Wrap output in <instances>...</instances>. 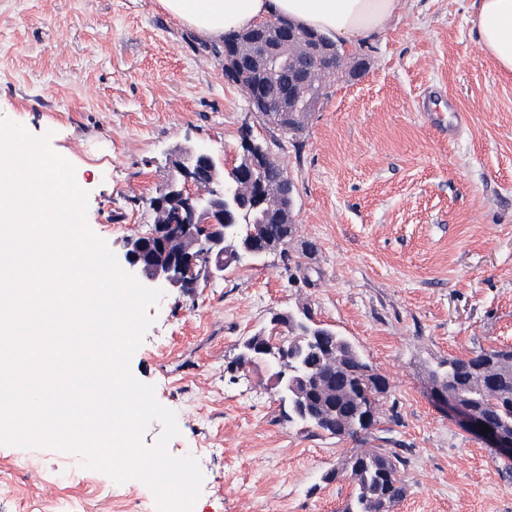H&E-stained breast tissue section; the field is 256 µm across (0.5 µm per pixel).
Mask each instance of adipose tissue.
<instances>
[{"mask_svg":"<svg viewBox=\"0 0 512 512\" xmlns=\"http://www.w3.org/2000/svg\"><path fill=\"white\" fill-rule=\"evenodd\" d=\"M177 23L210 41L271 16L352 44L384 34L397 17L399 0H159ZM470 23L486 58L512 75V0H473Z\"/></svg>","mask_w":512,"mask_h":512,"instance_id":"ef3b65f1","label":"adipose tissue"}]
</instances>
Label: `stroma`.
Wrapping results in <instances>:
<instances>
[{"instance_id":"obj_1","label":"stroma","mask_w":512,"mask_h":512,"mask_svg":"<svg viewBox=\"0 0 512 512\" xmlns=\"http://www.w3.org/2000/svg\"><path fill=\"white\" fill-rule=\"evenodd\" d=\"M470 4L400 0L391 30L344 47L363 71L330 83L294 141L249 109L223 58L158 0H0V118L52 132L113 252L153 227L149 201L177 151L203 145L229 168L247 133L296 186L287 256L165 293L130 362L177 416L169 454L199 462L194 512H342L351 483L323 476L366 446L407 460L391 512H512L503 459L433 403L425 373L512 347V78L486 60ZM296 306L388 379V430L366 443L309 435L284 419L264 370L229 372L242 338ZM26 457L40 467H17ZM80 461L0 445V512H15L17 496L39 512L47 474L87 512H155L139 480L66 478L64 464Z\"/></svg>"}]
</instances>
